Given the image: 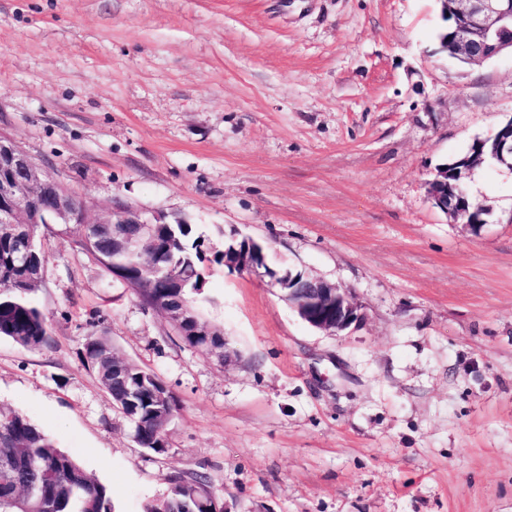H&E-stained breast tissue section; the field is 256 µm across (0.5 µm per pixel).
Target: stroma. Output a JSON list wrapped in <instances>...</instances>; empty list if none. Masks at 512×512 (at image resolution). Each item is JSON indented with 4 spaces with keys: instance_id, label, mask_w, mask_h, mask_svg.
Listing matches in <instances>:
<instances>
[{
    "instance_id": "1",
    "label": "stroma",
    "mask_w": 512,
    "mask_h": 512,
    "mask_svg": "<svg viewBox=\"0 0 512 512\" xmlns=\"http://www.w3.org/2000/svg\"><path fill=\"white\" fill-rule=\"evenodd\" d=\"M440 0H0V134L89 206L116 201L267 247L350 290L330 335L269 277L211 264L194 310L227 362L64 234L34 301L50 343L0 338V405L144 512L204 475L225 512H512V168L463 184L479 230L427 198L512 119V55L442 52ZM176 395L141 448L85 366L87 336Z\"/></svg>"
}]
</instances>
